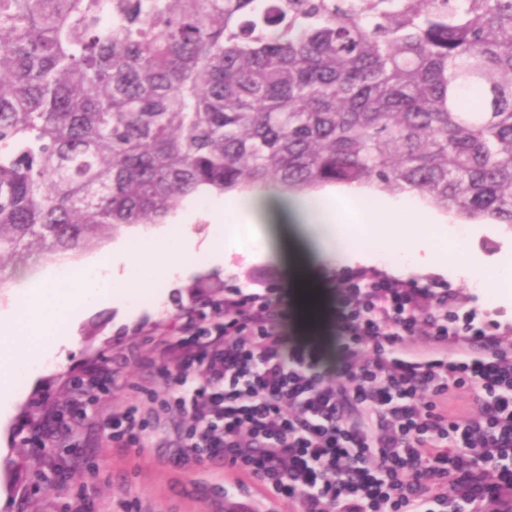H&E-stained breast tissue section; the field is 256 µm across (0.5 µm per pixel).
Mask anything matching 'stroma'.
<instances>
[{
    "label": "stroma",
    "instance_id": "35a3bbf8",
    "mask_svg": "<svg viewBox=\"0 0 512 512\" xmlns=\"http://www.w3.org/2000/svg\"><path fill=\"white\" fill-rule=\"evenodd\" d=\"M468 224L469 254L490 266L512 260V226L484 219ZM231 264L230 271L200 275L178 287L155 280L140 297L136 320H125L118 306L103 304L85 311L78 323L60 325V332L71 335L69 346L36 378L18 382L12 413L0 423V512H68L81 501L89 512H225L223 461L178 464L179 436L188 422L148 397L160 389L153 364L158 341L175 336L186 313L213 322L222 315L225 296L259 293L282 301L291 340L332 360L336 290L348 270L343 263L324 264L316 298L324 317L312 325L292 299V280L274 262L235 257ZM444 280L462 299L512 320V303L494 291L455 272ZM105 364L112 370L108 390L73 422L70 435L43 439L45 419L78 400L80 382ZM131 405L138 406L145 422L144 446L138 450L113 446L103 433L104 420Z\"/></svg>",
    "mask_w": 512,
    "mask_h": 512
}]
</instances>
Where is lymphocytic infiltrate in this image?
<instances>
[{
	"mask_svg": "<svg viewBox=\"0 0 512 512\" xmlns=\"http://www.w3.org/2000/svg\"><path fill=\"white\" fill-rule=\"evenodd\" d=\"M336 314L334 365L261 295L226 296L215 322L184 315L156 359L163 404L190 421L180 461L222 459L236 493L253 480L299 512H512V325L378 269L345 275ZM461 388L479 405L466 422ZM104 430L142 445L136 406Z\"/></svg>",
	"mask_w": 512,
	"mask_h": 512,
	"instance_id": "f902f5d3",
	"label": "lymphocytic infiltrate"
}]
</instances>
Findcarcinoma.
<instances>
[{"label": "carcinoma", "mask_w": 512, "mask_h": 512, "mask_svg": "<svg viewBox=\"0 0 512 512\" xmlns=\"http://www.w3.org/2000/svg\"><path fill=\"white\" fill-rule=\"evenodd\" d=\"M336 184L512 225V0H0V263Z\"/></svg>", "instance_id": "1"}]
</instances>
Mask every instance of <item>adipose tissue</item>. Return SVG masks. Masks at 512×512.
Returning <instances> with one entry per match:
<instances>
[{
  "instance_id": "1",
  "label": "adipose tissue",
  "mask_w": 512,
  "mask_h": 512,
  "mask_svg": "<svg viewBox=\"0 0 512 512\" xmlns=\"http://www.w3.org/2000/svg\"><path fill=\"white\" fill-rule=\"evenodd\" d=\"M358 188L285 195L277 191L232 194L187 212L178 235L142 236L113 245L82 273L67 277L56 271L24 275L26 306L22 315L0 312V408L14 401L16 381L30 377L51 348L68 344L53 333L57 318H75L85 309L110 301L136 314L140 288L155 276L177 284L196 273L223 268L234 254L249 259L281 257L292 273L294 296L310 310L316 293L312 273L318 261H351L370 265L374 254L361 249L353 235L359 224L384 225L398 267L444 273L448 259L425 232L435 216L418 204L379 202L361 206ZM209 223L198 237V219ZM423 230L410 234L409 225Z\"/></svg>"
}]
</instances>
